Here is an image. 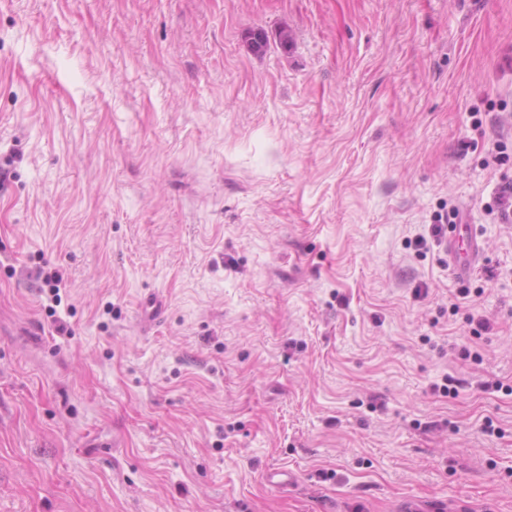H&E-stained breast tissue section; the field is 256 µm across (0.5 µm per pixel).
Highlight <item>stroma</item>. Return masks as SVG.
<instances>
[{
    "label": "stroma",
    "instance_id": "stroma-1",
    "mask_svg": "<svg viewBox=\"0 0 512 512\" xmlns=\"http://www.w3.org/2000/svg\"><path fill=\"white\" fill-rule=\"evenodd\" d=\"M0 169V512H512V0H0ZM497 218L501 224L512 223V181L503 180L494 196ZM457 214L448 216V261L455 273L460 277L468 276L482 258V247L472 232L470 224H452ZM465 243L466 248L460 250L459 246ZM464 251V252H460Z\"/></svg>",
    "mask_w": 512,
    "mask_h": 512
}]
</instances>
